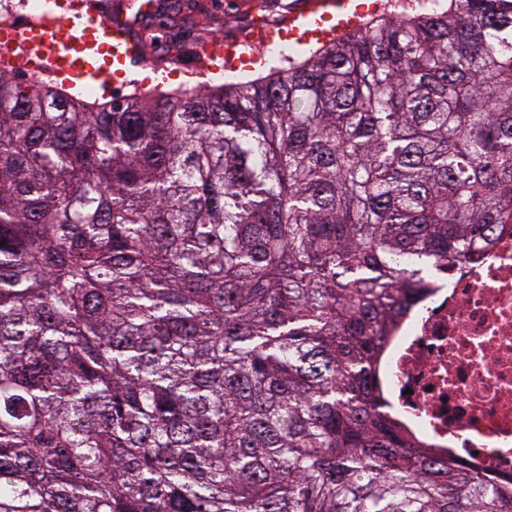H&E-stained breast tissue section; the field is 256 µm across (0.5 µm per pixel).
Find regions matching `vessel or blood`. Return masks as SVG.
<instances>
[{"label": "vessel or blood", "instance_id": "vessel-or-blood-1", "mask_svg": "<svg viewBox=\"0 0 512 512\" xmlns=\"http://www.w3.org/2000/svg\"><path fill=\"white\" fill-rule=\"evenodd\" d=\"M384 6V0H290L285 23L267 21L261 34L268 40L284 33L292 42H312L325 37L331 26L340 35L357 30ZM130 7L129 18L107 13L70 26L50 12L27 15L19 29L34 61L50 72L68 74L71 85L83 88L115 78L129 84L134 74L132 46L139 34L136 21L151 14L152 0H131ZM224 58L235 63L253 61L251 39L226 37Z\"/></svg>", "mask_w": 512, "mask_h": 512}]
</instances>
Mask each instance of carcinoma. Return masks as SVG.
Wrapping results in <instances>:
<instances>
[{"label": "carcinoma", "instance_id": "1", "mask_svg": "<svg viewBox=\"0 0 512 512\" xmlns=\"http://www.w3.org/2000/svg\"><path fill=\"white\" fill-rule=\"evenodd\" d=\"M26 65L0 512H512L376 382L405 292L512 226V0H416L205 86L90 101Z\"/></svg>", "mask_w": 512, "mask_h": 512}]
</instances>
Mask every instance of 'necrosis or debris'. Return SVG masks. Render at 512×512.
I'll return each mask as SVG.
<instances>
[{
  "label": "necrosis or debris",
  "mask_w": 512,
  "mask_h": 512,
  "mask_svg": "<svg viewBox=\"0 0 512 512\" xmlns=\"http://www.w3.org/2000/svg\"><path fill=\"white\" fill-rule=\"evenodd\" d=\"M389 333L387 413L434 453L512 477V234L438 269Z\"/></svg>",
  "instance_id": "obj_1"
}]
</instances>
